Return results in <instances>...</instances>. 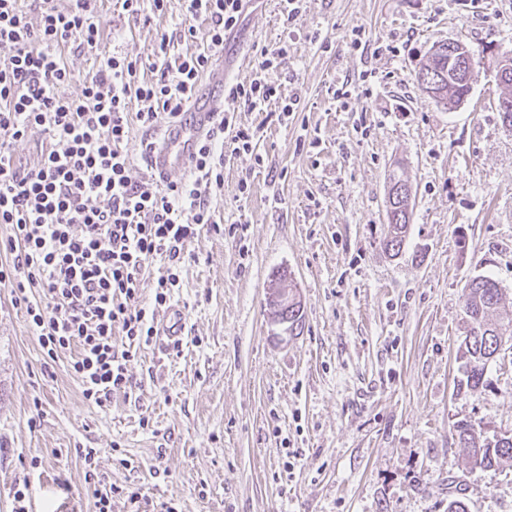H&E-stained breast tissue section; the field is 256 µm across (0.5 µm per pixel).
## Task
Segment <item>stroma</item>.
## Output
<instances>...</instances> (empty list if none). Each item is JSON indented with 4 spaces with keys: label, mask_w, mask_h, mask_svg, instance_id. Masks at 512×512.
Instances as JSON below:
<instances>
[{
    "label": "stroma",
    "mask_w": 512,
    "mask_h": 512,
    "mask_svg": "<svg viewBox=\"0 0 512 512\" xmlns=\"http://www.w3.org/2000/svg\"><path fill=\"white\" fill-rule=\"evenodd\" d=\"M96 20L134 60L165 35L174 57L203 47L177 36L180 0L139 21L100 0ZM448 40L487 51L453 106L415 77ZM282 45L273 77L299 109L284 125L237 114L260 127L264 163H225L221 223L187 245L171 297L180 354L141 349L131 390L96 407L0 284V512L21 480L28 512H94L89 471L140 489L146 512H448L455 486L468 512H512V463L474 467L453 431L468 420L512 435V354L486 386L456 392L465 285L493 277L512 310V127L496 110L512 0H305L288 26L280 0H252L231 79L251 80L257 49ZM395 170L413 209L396 256L383 245ZM283 270L303 306L295 336L268 304ZM82 448L97 451L91 467Z\"/></svg>",
    "instance_id": "obj_1"
}]
</instances>
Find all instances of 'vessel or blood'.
<instances>
[{
	"instance_id": "obj_1",
	"label": "vessel or blood",
	"mask_w": 512,
	"mask_h": 512,
	"mask_svg": "<svg viewBox=\"0 0 512 512\" xmlns=\"http://www.w3.org/2000/svg\"><path fill=\"white\" fill-rule=\"evenodd\" d=\"M221 104L219 95L212 94L196 98L186 120L178 123L167 132L162 147L153 149L149 156V168L154 175L166 176L174 170H183L189 166L196 142L210 125L215 111ZM184 330V314L179 308H172L169 316L163 320L157 333L165 343L180 340Z\"/></svg>"
}]
</instances>
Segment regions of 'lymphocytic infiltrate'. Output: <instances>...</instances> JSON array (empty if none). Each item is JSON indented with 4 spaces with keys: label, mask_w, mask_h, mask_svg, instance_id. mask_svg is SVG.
I'll use <instances>...</instances> for the list:
<instances>
[{
    "label": "lymphocytic infiltrate",
    "mask_w": 512,
    "mask_h": 512,
    "mask_svg": "<svg viewBox=\"0 0 512 512\" xmlns=\"http://www.w3.org/2000/svg\"><path fill=\"white\" fill-rule=\"evenodd\" d=\"M91 3L44 5L34 16L19 0H0V224L11 230L0 248L15 256L0 266V282L23 301L47 356L69 354L84 399L103 407L130 386L131 356L116 350L113 332L150 344L156 310L176 283L172 275L159 279L151 303H143L146 262L160 258L173 269L182 263L199 225L215 221L225 160L255 150V132L237 127V112L274 105L283 121L299 101L282 100L271 78L284 48L261 49L254 79L225 82L224 108L199 139L190 178L134 181L126 149L130 117L152 128L185 113L247 3L184 0L180 34L194 39L193 20L203 18L205 48L173 58L163 40L145 63L102 53ZM65 47L99 62L76 76L60 54ZM36 132L49 145L36 163L22 165L13 146Z\"/></svg>",
    "instance_id": "f902f5d3"
}]
</instances>
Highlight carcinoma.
<instances>
[{
  "mask_svg": "<svg viewBox=\"0 0 512 512\" xmlns=\"http://www.w3.org/2000/svg\"><path fill=\"white\" fill-rule=\"evenodd\" d=\"M446 73L448 82L445 87L451 90L450 96L442 97L441 102L455 104V100L469 93L467 82L455 77L448 68V55L433 59L422 78L426 81L441 80ZM388 234L383 241L385 249L399 254L406 238L408 222L406 220V199H395L389 204ZM464 310L467 318L466 336L460 346V368L464 379L460 380L458 390H477L485 384L487 365L499 346L512 341V318L498 319V309L502 294L497 281L484 276L475 287L463 289ZM458 441L470 449L471 460L480 468H492L506 462L512 463V436L481 438V432L468 421H459L454 425Z\"/></svg>",
  "mask_w": 512,
  "mask_h": 512,
  "instance_id": "1",
  "label": "carcinoma"
}]
</instances>
